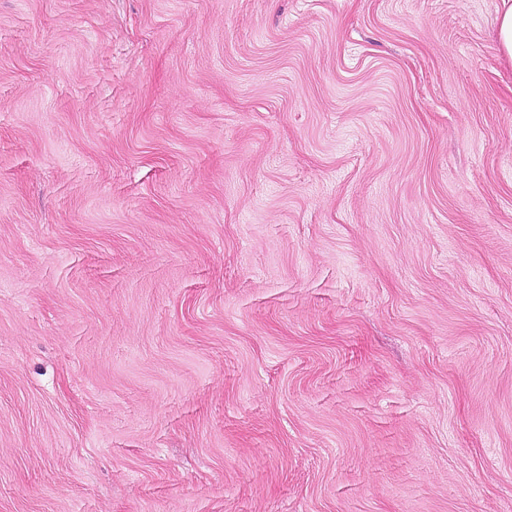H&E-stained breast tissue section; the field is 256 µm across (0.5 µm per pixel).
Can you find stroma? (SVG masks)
<instances>
[{
	"label": "stroma",
	"mask_w": 512,
	"mask_h": 512,
	"mask_svg": "<svg viewBox=\"0 0 512 512\" xmlns=\"http://www.w3.org/2000/svg\"><path fill=\"white\" fill-rule=\"evenodd\" d=\"M500 0H0V512H512Z\"/></svg>",
	"instance_id": "obj_1"
}]
</instances>
